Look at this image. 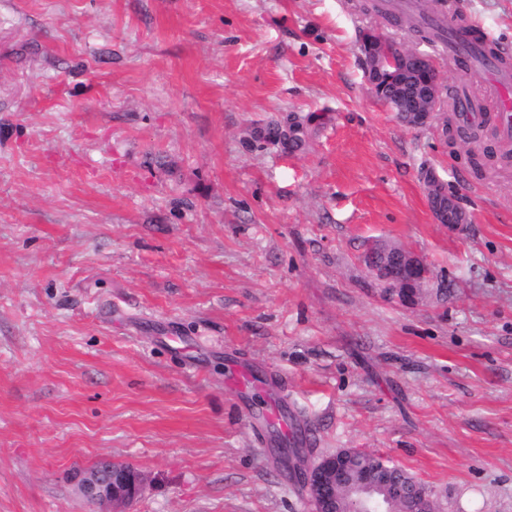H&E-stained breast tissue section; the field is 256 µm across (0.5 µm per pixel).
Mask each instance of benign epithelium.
<instances>
[{
	"instance_id": "obj_1",
	"label": "benign epithelium",
	"mask_w": 512,
	"mask_h": 512,
	"mask_svg": "<svg viewBox=\"0 0 512 512\" xmlns=\"http://www.w3.org/2000/svg\"><path fill=\"white\" fill-rule=\"evenodd\" d=\"M413 59L424 66L430 65L428 58L414 50L381 43L373 65L365 71L368 84L375 87L377 75L384 71L406 73L412 69L410 61ZM447 93L448 88L437 75L429 81L407 86L399 96L385 100L383 104L391 112L417 115L416 125L425 126L435 119ZM425 186L436 223H457L456 214L460 209L456 199L448 194L447 183L435 178L425 182ZM365 264L385 295L410 305L417 302L429 274L421 257L393 245L381 244L371 249L365 256ZM354 453L351 448L340 449L308 466L292 449L283 448L278 461L297 479L314 512H345L348 497L376 512H395L402 500L401 490L376 481L368 467H356ZM143 486L138 470L119 467L107 460L102 469L88 471L79 477L76 493L94 510L104 504L127 506Z\"/></svg>"
}]
</instances>
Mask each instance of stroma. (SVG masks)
I'll return each mask as SVG.
<instances>
[{
    "instance_id": "1",
    "label": "stroma",
    "mask_w": 512,
    "mask_h": 512,
    "mask_svg": "<svg viewBox=\"0 0 512 512\" xmlns=\"http://www.w3.org/2000/svg\"><path fill=\"white\" fill-rule=\"evenodd\" d=\"M356 0H0V512H303L234 364L442 512H512V163L388 111ZM512 46V0H446ZM303 144L279 137L290 117ZM430 169L466 213L435 223ZM431 270L418 303L362 256ZM365 264L373 278L384 288L386 296L413 305L428 279L425 261L402 247L381 244L365 256ZM100 470L82 474L76 485L78 496L92 509L104 504L128 506L142 491V475L134 467L115 466L111 460Z\"/></svg>"
}]
</instances>
